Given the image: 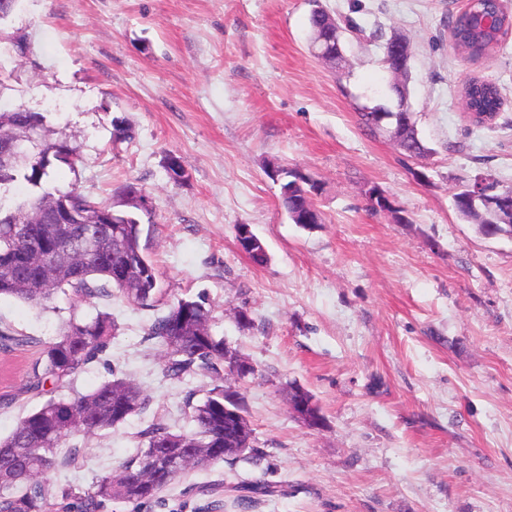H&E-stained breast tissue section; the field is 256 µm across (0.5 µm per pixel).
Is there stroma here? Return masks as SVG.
I'll return each instance as SVG.
<instances>
[{"mask_svg": "<svg viewBox=\"0 0 512 512\" xmlns=\"http://www.w3.org/2000/svg\"><path fill=\"white\" fill-rule=\"evenodd\" d=\"M467 0H320L349 19L342 61L310 48L311 0H18L0 41V111L23 105L44 117L49 139L80 156L51 187L71 186L121 204L132 184L150 202L140 244L154 262L158 311L204 297L213 330L255 368L226 375L253 429L255 453L196 469L140 510L237 512L225 479L266 480L283 492L254 512H512V239L487 238L461 220L453 195L481 175L512 188V34L472 61L448 40ZM411 54L413 119L434 153L407 157L386 134L359 124V108L394 105L383 40ZM495 81L492 127L464 108L472 78ZM127 128L114 140L115 127ZM177 158L183 177L166 166ZM318 180L322 224H294L270 168ZM379 187L408 221L372 212ZM266 245L259 265L236 227ZM0 299V327L34 338L0 353V436L42 405L21 386L69 316ZM246 309L251 324L235 312ZM117 337L100 360L61 388L89 391L120 370L151 398L156 417L187 427V395L211 378L175 382L148 338L150 314L116 298ZM309 390L325 425L288 409L290 384ZM134 416L78 438L52 489L89 486L136 450Z\"/></svg>", "mask_w": 512, "mask_h": 512, "instance_id": "1", "label": "stroma"}]
</instances>
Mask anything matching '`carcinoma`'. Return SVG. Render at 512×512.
Masks as SVG:
<instances>
[{
	"label": "carcinoma",
	"instance_id": "obj_1",
	"mask_svg": "<svg viewBox=\"0 0 512 512\" xmlns=\"http://www.w3.org/2000/svg\"><path fill=\"white\" fill-rule=\"evenodd\" d=\"M497 10L491 0H481L449 22V36L455 47L473 60L483 59L498 46L502 36L482 30L479 17ZM310 29L322 32L338 25L324 11L312 10ZM476 119L482 126L499 113L502 102L497 85L475 79L463 91ZM364 107L358 112L360 124L371 133L387 126L395 128L404 143V153L427 159L435 150L420 136L410 112H390ZM27 127L32 140L26 159L16 161L0 144V298H15L43 310L64 294L70 302V317L61 324L57 337L43 345L42 358L25 381L28 392L44 393L48 384L57 388L67 383L112 345L117 324L112 314L95 310L83 314L84 305L94 300L118 296L143 310H152L159 292L152 260L140 245L142 228L136 215L126 224L112 223V208L93 194L72 188L67 191L45 187L54 167L74 168L76 149L66 140L43 138V116L16 107L0 112V130ZM281 202L290 219L303 227L322 223L321 213L309 200L310 179L300 172H284ZM24 180L33 191L23 200L9 196L10 187ZM456 211L466 210L477 220L478 231L496 236L502 228L500 210H473L470 203L455 199ZM35 264L50 272L48 279L35 278L22 286L18 277ZM211 309L203 298H182L153 316L147 336L165 348V375L177 382L199 372L218 384L203 400H187L184 412L190 430H176L158 420L151 421L138 434L137 452L118 471L97 478L90 487L64 489L67 500L61 512H103L107 504L124 502L139 506L155 499L179 474L161 460L166 448H190L193 460L187 472L224 461V446L254 451L245 430L244 405L224 413V338L212 331ZM149 399L143 390L125 376L112 372V378L86 393L67 397L52 396L41 407L23 416L13 431L0 438V512H52L48 499L52 474L66 465L61 448L70 437L90 436L112 429L133 415L148 411ZM240 490L249 492L239 504L252 503L257 496H274L280 485L265 480L243 482Z\"/></svg>",
	"mask_w": 512,
	"mask_h": 512
}]
</instances>
